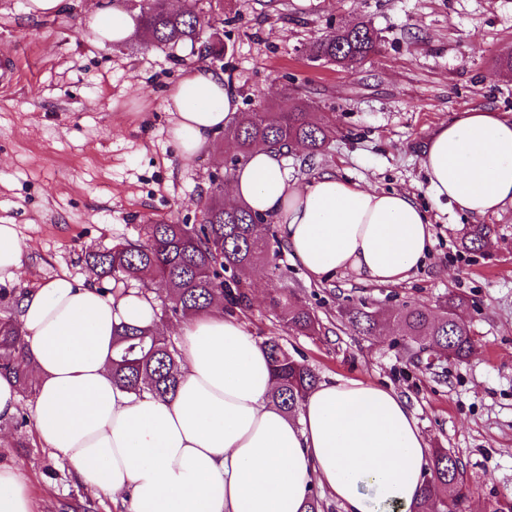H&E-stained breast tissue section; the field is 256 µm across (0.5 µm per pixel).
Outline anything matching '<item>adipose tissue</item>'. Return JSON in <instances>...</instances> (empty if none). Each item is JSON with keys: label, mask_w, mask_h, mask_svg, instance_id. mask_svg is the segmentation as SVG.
<instances>
[{"label": "adipose tissue", "mask_w": 512, "mask_h": 512, "mask_svg": "<svg viewBox=\"0 0 512 512\" xmlns=\"http://www.w3.org/2000/svg\"><path fill=\"white\" fill-rule=\"evenodd\" d=\"M84 18L109 41L135 30L134 12L92 0ZM164 107L185 159L238 121L223 71L182 70ZM428 188L474 218L512 205V117L466 110L435 128L422 152ZM228 201L277 224L307 275L345 273L399 285L422 265L431 216L414 196L331 172L293 179L285 152L263 149L233 171ZM155 294L116 297L67 276L24 294L18 320L35 381L39 441L87 492L127 512H300L321 489L341 512H412L431 458L428 437L392 387L335 377L296 417L277 407L266 352L244 323L213 307L180 323L173 396H136L112 382L115 326L157 324ZM0 512H33L22 471L0 466Z\"/></svg>", "instance_id": "1"}]
</instances>
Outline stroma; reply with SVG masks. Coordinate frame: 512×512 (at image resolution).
I'll list each match as a JSON object with an SVG mask.
<instances>
[{"instance_id":"stroma-1","label":"stroma","mask_w":512,"mask_h":512,"mask_svg":"<svg viewBox=\"0 0 512 512\" xmlns=\"http://www.w3.org/2000/svg\"><path fill=\"white\" fill-rule=\"evenodd\" d=\"M30 0H0V51L16 58L17 83L0 90V224L15 225L24 251L22 275L0 283L17 295L50 278L91 280L90 249L137 239L143 225L191 224L221 166L224 136L191 159L169 141L167 89L190 49L124 42L100 44L84 23L89 0H64L52 16L29 13ZM227 50L217 67L234 86L240 109L299 97L332 113L336 137L312 165L288 154L293 177L322 171L380 190L411 193L432 216V248L400 285H366L349 275L307 277L288 251L278 270L261 267L242 313L257 339L280 337L320 380L342 376L394 388L412 408L431 446L464 466L473 489L465 512H485L512 496V206L484 217L488 247L461 240L474 220L428 191L422 149L435 127L468 109L512 116V73L497 60L512 50V0H222ZM369 21L378 52L349 69L311 61L322 32ZM305 301L321 332L288 330L272 305L275 290ZM476 305V341L467 362L416 359L396 333L364 336L346 307L366 302L396 309L437 306L448 293ZM31 396L0 421V466L24 472L33 512H122L109 497H91L68 467L36 439Z\"/></svg>"}]
</instances>
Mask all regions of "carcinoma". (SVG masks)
<instances>
[{"label":"carcinoma","mask_w":512,"mask_h":512,"mask_svg":"<svg viewBox=\"0 0 512 512\" xmlns=\"http://www.w3.org/2000/svg\"><path fill=\"white\" fill-rule=\"evenodd\" d=\"M212 0H186L183 9L171 11L161 0H147L138 10L134 35H143L158 46L199 48L210 54L225 45L209 41ZM378 50V38L366 23L344 25L322 33L310 48L311 58L340 68L362 63ZM335 128L328 112H308L294 102L286 110L273 108L251 112L224 130L245 161L265 148L299 147L313 159L328 146ZM201 223L146 224L144 234L103 251L88 254L86 263L97 279L139 282L141 292L151 291L144 274L165 284L162 315L188 317L208 310L219 299L234 314L250 305L244 287L249 271L259 264L277 267L280 243L274 235L259 232L258 214L224 202V189L211 184L200 209ZM491 230L472 226L463 240L466 249L484 246ZM230 279H224L225 272ZM288 329L301 335L320 331V322L306 303L279 293L272 298ZM19 299L4 301L0 315V375L13 379L23 394L34 390L29 359L17 318ZM474 303L462 294H450L435 308L408 302L388 315L377 313L365 302L346 310L347 321L360 334L374 336L385 324H395L411 348L439 361L463 362L474 350V338L464 312ZM277 376L273 401L285 413L297 416L305 393L319 383L318 375L292 355L277 337L262 342ZM180 352L159 328L117 327L112 339V381L135 394L166 398L174 394L180 373ZM470 488L460 462L445 448H436L421 490L418 512H460Z\"/></svg>","instance_id":"carcinoma-1"}]
</instances>
